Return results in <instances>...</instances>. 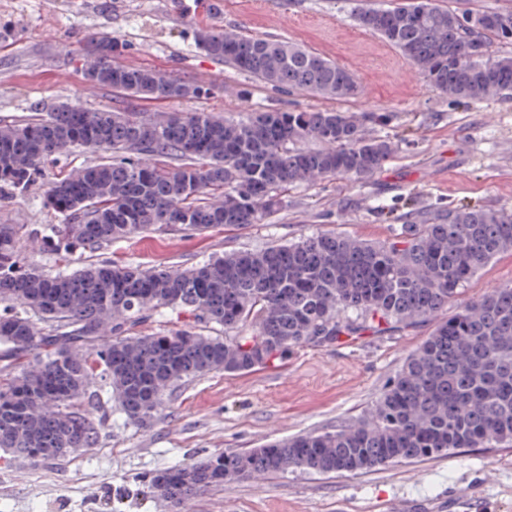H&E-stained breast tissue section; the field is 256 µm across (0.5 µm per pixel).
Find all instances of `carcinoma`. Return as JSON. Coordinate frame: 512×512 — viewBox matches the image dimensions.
<instances>
[{
    "mask_svg": "<svg viewBox=\"0 0 512 512\" xmlns=\"http://www.w3.org/2000/svg\"><path fill=\"white\" fill-rule=\"evenodd\" d=\"M357 23L411 61L454 100L512 95V6L454 9L438 0L378 6L363 0ZM472 33L491 61L462 52ZM196 45L262 82L345 99L358 93L348 70L274 38L200 29ZM113 39L93 40L85 78L126 96L181 99L202 88L112 63ZM374 112H209L84 109L67 103L0 125V193L35 182L42 164L85 133L112 155L51 182L48 206L68 223L44 236L52 251L93 252L112 240L182 226L199 233L256 223L280 210L288 187L336 175L366 177L392 153L367 139ZM314 139L321 150L295 143ZM178 161L175 166L157 158ZM148 176H143V173ZM23 224L0 225V450L48 462L96 447L107 419L149 428L176 390L210 373L246 374L283 364L296 347L382 336L429 323L379 400L354 422L264 448H226L155 474L148 492L176 507L226 480L293 471L352 474L434 453L512 445V286L458 301L462 287L512 250V210L452 209L404 224L383 243L341 233L261 250H232L172 269L84 259L68 273L21 265ZM456 311L446 315L448 305ZM168 309L187 328L138 331Z\"/></svg>",
    "mask_w": 512,
    "mask_h": 512,
    "instance_id": "1",
    "label": "carcinoma"
}]
</instances>
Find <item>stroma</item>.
Listing matches in <instances>:
<instances>
[{
    "label": "stroma",
    "instance_id": "stroma-1",
    "mask_svg": "<svg viewBox=\"0 0 512 512\" xmlns=\"http://www.w3.org/2000/svg\"><path fill=\"white\" fill-rule=\"evenodd\" d=\"M356 7L357 0H0V121L61 102L146 119L157 112L235 117L328 107L321 97L264 85L195 45L203 27L272 36L346 68L359 93L344 109L386 115L365 134L390 141L392 156L365 178L328 176L290 186L280 211L259 223L136 233L97 252V260L177 268L317 233L383 241L401 225L460 207L512 210V96L448 100L398 50L358 25ZM102 37L120 45L113 63L176 76L201 86L202 94L122 99L89 83L84 50ZM103 155L83 146L48 161L35 183L0 198V224L66 223L65 213L44 202L49 182ZM431 331L424 324L303 346L280 366L208 375L177 394L161 423L139 429L113 414L97 447L58 463L0 452V512H159L157 498L144 489L155 473L355 420ZM395 499L441 512H468L472 499L484 501V512H512V446L465 448L355 475L297 471L235 481L188 501L182 512H387Z\"/></svg>",
    "mask_w": 512,
    "mask_h": 512
}]
</instances>
